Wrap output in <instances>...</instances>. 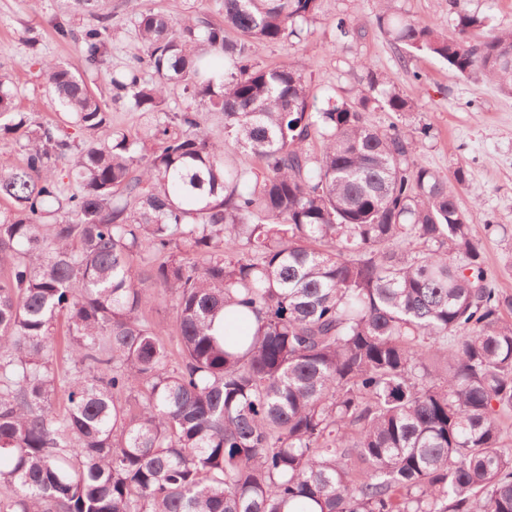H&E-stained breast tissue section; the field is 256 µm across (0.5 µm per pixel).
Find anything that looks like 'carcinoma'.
<instances>
[{
	"label": "carcinoma",
	"mask_w": 512,
	"mask_h": 512,
	"mask_svg": "<svg viewBox=\"0 0 512 512\" xmlns=\"http://www.w3.org/2000/svg\"><path fill=\"white\" fill-rule=\"evenodd\" d=\"M395 2L376 16L392 41L512 94L511 30L448 0L443 34ZM128 4L143 55L122 67H102L109 14L54 30L114 102L164 115L159 146L75 143L68 127L108 112L52 62L66 124L32 130L0 72V132L26 140L0 164V512H512V295L460 205L466 169L449 180L414 134L367 123L415 107L369 68L354 98L319 101L293 65L252 63L253 44L301 37L317 0H223L222 25ZM172 87L223 117L224 140L166 111ZM157 287L176 353L146 316Z\"/></svg>",
	"instance_id": "cac0c4a2"
}]
</instances>
